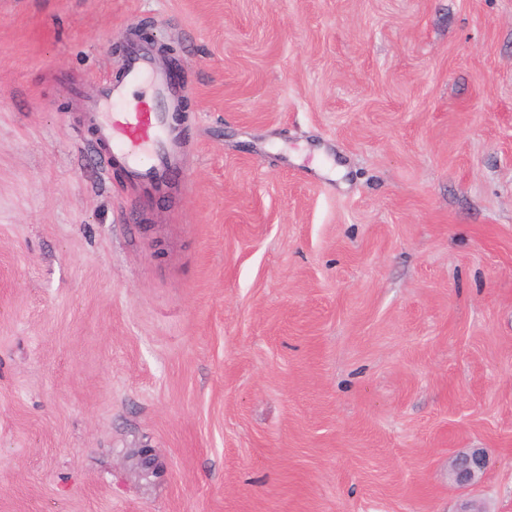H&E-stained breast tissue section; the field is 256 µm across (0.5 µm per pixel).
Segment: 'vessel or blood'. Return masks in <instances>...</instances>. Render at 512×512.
Returning <instances> with one entry per match:
<instances>
[{
    "mask_svg": "<svg viewBox=\"0 0 512 512\" xmlns=\"http://www.w3.org/2000/svg\"><path fill=\"white\" fill-rule=\"evenodd\" d=\"M178 97L156 56L135 46L122 73L99 84L87 99L97 141L110 148L136 187L162 190L180 164L167 115L157 107Z\"/></svg>",
    "mask_w": 512,
    "mask_h": 512,
    "instance_id": "b4317fda",
    "label": "vessel or blood"
}]
</instances>
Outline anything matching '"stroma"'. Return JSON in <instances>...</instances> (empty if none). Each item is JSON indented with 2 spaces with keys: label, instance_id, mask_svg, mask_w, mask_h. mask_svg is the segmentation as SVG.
I'll use <instances>...</instances> for the list:
<instances>
[{
  "label": "stroma",
  "instance_id": "35a3bbf8",
  "mask_svg": "<svg viewBox=\"0 0 512 512\" xmlns=\"http://www.w3.org/2000/svg\"><path fill=\"white\" fill-rule=\"evenodd\" d=\"M143 20L162 194L85 119ZM468 503L512 512V0H0V512ZM488 460L482 448H470L451 462V474L455 486L469 488L482 482Z\"/></svg>",
  "mask_w": 512,
  "mask_h": 512
}]
</instances>
